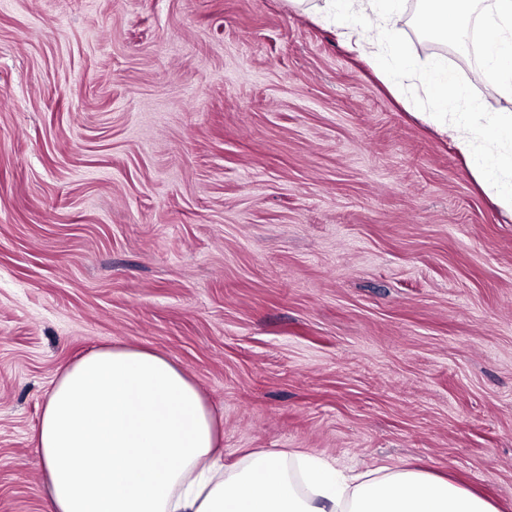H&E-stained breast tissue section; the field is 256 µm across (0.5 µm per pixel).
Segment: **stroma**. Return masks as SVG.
<instances>
[{"mask_svg": "<svg viewBox=\"0 0 512 512\" xmlns=\"http://www.w3.org/2000/svg\"><path fill=\"white\" fill-rule=\"evenodd\" d=\"M472 104L480 59L415 24ZM312 6L0 0V512H48L58 371L179 366L224 463L405 466L512 512V214Z\"/></svg>", "mask_w": 512, "mask_h": 512, "instance_id": "35a3bbf8", "label": "stroma"}]
</instances>
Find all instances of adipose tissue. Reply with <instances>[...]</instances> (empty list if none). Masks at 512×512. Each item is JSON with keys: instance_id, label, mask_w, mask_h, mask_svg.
Instances as JSON below:
<instances>
[{"instance_id": "1", "label": "adipose tissue", "mask_w": 512, "mask_h": 512, "mask_svg": "<svg viewBox=\"0 0 512 512\" xmlns=\"http://www.w3.org/2000/svg\"><path fill=\"white\" fill-rule=\"evenodd\" d=\"M402 0H323L348 41L381 48V68L418 79L430 120L470 158L512 212V113L478 112L447 69L414 71L396 39ZM478 16L490 30L482 67L512 97V0H424L418 27L465 43ZM50 512H499L487 498L420 469L349 474L288 451H251L226 469L196 386L159 353L95 350L67 365L39 425Z\"/></svg>"}]
</instances>
